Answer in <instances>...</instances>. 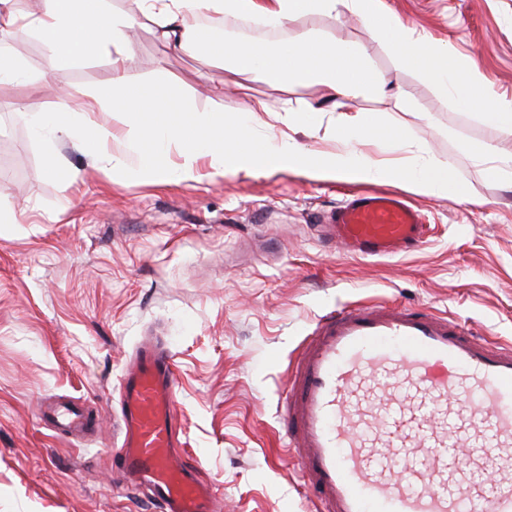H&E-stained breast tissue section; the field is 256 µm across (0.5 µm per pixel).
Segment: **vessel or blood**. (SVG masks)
Instances as JSON below:
<instances>
[{
	"mask_svg": "<svg viewBox=\"0 0 512 512\" xmlns=\"http://www.w3.org/2000/svg\"><path fill=\"white\" fill-rule=\"evenodd\" d=\"M424 213L379 189L330 211L325 240L347 256L394 258L427 239ZM171 354L140 343L120 381L117 465L161 512H212L182 460ZM285 451L319 512H512V345L429 309L375 304L323 316L289 367Z\"/></svg>",
	"mask_w": 512,
	"mask_h": 512,
	"instance_id": "obj_1",
	"label": "vessel or blood"
}]
</instances>
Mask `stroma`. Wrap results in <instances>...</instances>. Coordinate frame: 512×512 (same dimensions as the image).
Wrapping results in <instances>:
<instances>
[{
	"label": "stroma",
	"mask_w": 512,
	"mask_h": 512,
	"mask_svg": "<svg viewBox=\"0 0 512 512\" xmlns=\"http://www.w3.org/2000/svg\"><path fill=\"white\" fill-rule=\"evenodd\" d=\"M386 8L455 55L476 59L495 94L512 100V0H384ZM306 31L358 45L386 83L383 95L350 102L400 128L449 162L472 203L402 193L431 229L418 251L381 260L346 258L313 222L349 182L262 169L215 176L200 160L188 183H154L111 156L90 164L70 143L48 149L30 119L82 112L111 76L109 56L62 59L43 75L46 48L33 34L13 53L21 80L0 81V512H156L112 463L119 444L118 381L149 337L174 354V408L187 459L212 486L218 512H314L316 500L281 448L275 410L284 367L319 318L359 301L425 304L492 341H512V182L488 178L472 143H500L498 130L458 108L451 93L394 62L357 20L308 14L284 29L256 27L271 44ZM125 75L186 95L199 111L209 87L224 111L264 99L262 124L288 130L286 108L323 103L315 83L256 82L210 52L170 48L150 23L135 29ZM404 92L413 111L396 107ZM76 180L47 176L51 160ZM75 406L95 427L47 426L44 410Z\"/></svg>",
	"instance_id": "obj_1"
}]
</instances>
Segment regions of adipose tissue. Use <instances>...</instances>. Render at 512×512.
Segmentation results:
<instances>
[{
    "label": "adipose tissue",
    "mask_w": 512,
    "mask_h": 512,
    "mask_svg": "<svg viewBox=\"0 0 512 512\" xmlns=\"http://www.w3.org/2000/svg\"><path fill=\"white\" fill-rule=\"evenodd\" d=\"M202 9L236 18L256 20L281 29L304 14L339 16L348 11L358 16L403 69L420 79L452 91L465 109H477L481 120L498 129L503 139L512 138V101L499 99L476 63L456 61L449 46L429 41L398 16L383 0H200ZM149 20L158 35L173 49H206L217 52L230 69L254 81L323 85L331 109L338 116L331 127L337 148L315 153L293 139L259 132L256 113L266 111L263 100L247 101L240 112H224L223 93L214 90L210 107L190 110L186 100L157 85L134 86L124 76L125 63L134 52L126 28ZM28 31L40 34L48 46L45 71H53L60 56L85 58L108 50L112 76L98 92L93 106L112 107L128 121L142 127L135 150L136 171L147 181L187 183L196 178V166L206 158L215 175L249 173L260 167L298 171L312 168L344 182L408 184L426 196H449L471 203L466 186L450 164L433 158L421 146L407 157L408 145L401 133L360 112L343 113L347 101L377 95L383 85L365 62L360 49L331 37L313 38L297 33L278 45L244 40H213L194 21L188 0H131L126 21H118L105 0H41L38 16L24 19L14 0H0V36ZM34 130L52 141L69 140L90 155L109 149L111 131L93 123L85 112H47L36 117ZM180 162H171V152Z\"/></svg>",
    "instance_id": "1"
}]
</instances>
